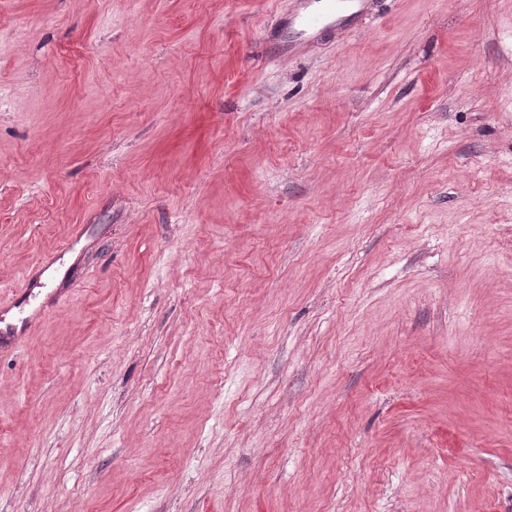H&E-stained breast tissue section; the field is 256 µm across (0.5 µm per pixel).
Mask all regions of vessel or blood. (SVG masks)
<instances>
[{"instance_id": "1", "label": "vessel or blood", "mask_w": 512, "mask_h": 512, "mask_svg": "<svg viewBox=\"0 0 512 512\" xmlns=\"http://www.w3.org/2000/svg\"><path fill=\"white\" fill-rule=\"evenodd\" d=\"M369 9L370 0H298L271 40L273 52L280 57L300 54L325 34L357 25ZM31 326L28 319L0 324V347L20 343Z\"/></svg>"}]
</instances>
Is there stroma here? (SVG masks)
<instances>
[{"mask_svg": "<svg viewBox=\"0 0 512 512\" xmlns=\"http://www.w3.org/2000/svg\"><path fill=\"white\" fill-rule=\"evenodd\" d=\"M290 4L0 0V512H512V0ZM370 1L299 0L275 36L265 37L264 42L270 43L279 57L298 55L325 34L357 25L368 13ZM33 320L26 319L18 326L15 323L0 320V347H11L20 343L32 326ZM3 324V325H2Z\"/></svg>", "mask_w": 512, "mask_h": 512, "instance_id": "35a3bbf8", "label": "stroma"}]
</instances>
